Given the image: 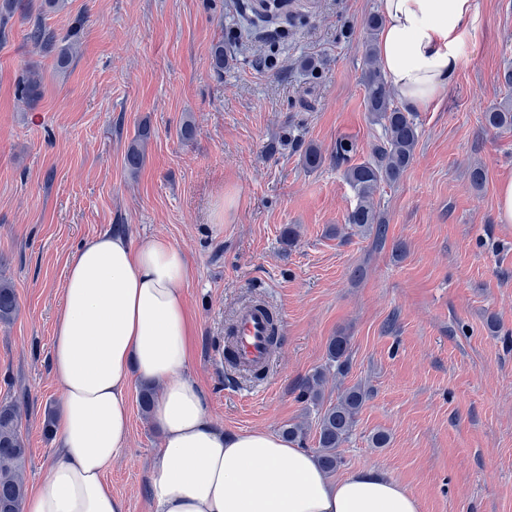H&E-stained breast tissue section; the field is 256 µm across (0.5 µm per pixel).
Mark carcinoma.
<instances>
[{
    "mask_svg": "<svg viewBox=\"0 0 512 512\" xmlns=\"http://www.w3.org/2000/svg\"><path fill=\"white\" fill-rule=\"evenodd\" d=\"M32 0H0V24L15 13L26 15L32 11ZM364 27L367 38L364 43L363 87L365 106L372 122L381 126L382 140L375 145L370 158L354 162L357 146L341 139L336 143V160L345 164L343 177L354 193V206L346 215V224L353 234H386V224L375 203V195L383 185L399 181L411 165L419 140L416 115L395 105L387 75L378 64L375 44L382 27L378 15L369 16ZM27 40L39 52L53 55L60 70L68 69L79 54L80 42L76 35L60 40L55 31L40 21L31 25ZM42 74L31 65L18 88V97L27 105H34L41 96ZM487 127L500 133L512 132V102L506 100L484 110ZM150 128L141 126L131 140L125 154V166L130 174H136L144 160L145 146L150 139ZM18 310L15 288L6 278L0 279V322L10 323ZM350 339L334 336L328 344V367L314 372L300 385V399L312 406H319L324 399L326 372L336 369L343 374L348 366ZM368 399V393L360 386L344 389L336 402L320 413L316 423L315 454L320 466L333 472L342 462L340 448L349 440L357 418ZM21 411L11 402L0 403V512H22L27 488L25 463L28 448L20 431ZM283 435L290 441L305 443L309 437V425L303 421L289 424Z\"/></svg>",
    "mask_w": 512,
    "mask_h": 512,
    "instance_id": "obj_1",
    "label": "carcinoma"
}]
</instances>
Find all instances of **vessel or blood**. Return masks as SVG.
<instances>
[{"mask_svg":"<svg viewBox=\"0 0 512 512\" xmlns=\"http://www.w3.org/2000/svg\"><path fill=\"white\" fill-rule=\"evenodd\" d=\"M271 307L262 301L249 302L238 308L228 326V349L231 362L243 372H261L271 364Z\"/></svg>","mask_w":512,"mask_h":512,"instance_id":"vessel-or-blood-1","label":"vessel or blood"}]
</instances>
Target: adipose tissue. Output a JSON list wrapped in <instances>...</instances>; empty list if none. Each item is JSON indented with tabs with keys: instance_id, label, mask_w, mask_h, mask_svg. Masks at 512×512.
Listing matches in <instances>:
<instances>
[{
	"instance_id": "ef3b65f1",
	"label": "adipose tissue",
	"mask_w": 512,
	"mask_h": 512,
	"mask_svg": "<svg viewBox=\"0 0 512 512\" xmlns=\"http://www.w3.org/2000/svg\"><path fill=\"white\" fill-rule=\"evenodd\" d=\"M379 62L400 102L437 103L480 24L476 0H379ZM185 249L105 233L71 257L55 317L52 371L64 392L57 459L23 512H125L105 473L130 438L133 379L159 387L162 444L149 485L152 512H420L379 471L329 478L310 452L262 429L230 433L211 419L189 373Z\"/></svg>"
}]
</instances>
